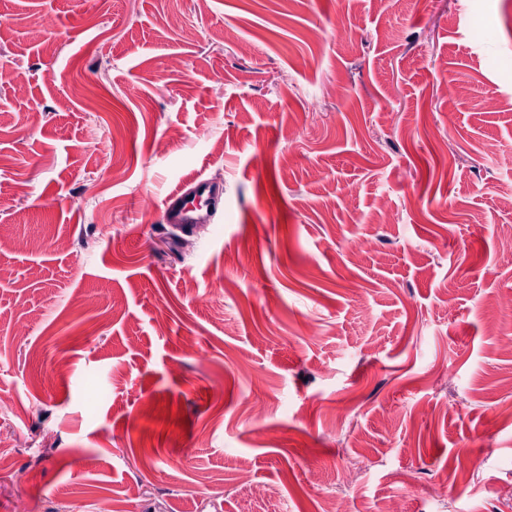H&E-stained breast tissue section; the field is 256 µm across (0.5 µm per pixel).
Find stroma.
<instances>
[{
  "label": "stroma",
  "mask_w": 512,
  "mask_h": 512,
  "mask_svg": "<svg viewBox=\"0 0 512 512\" xmlns=\"http://www.w3.org/2000/svg\"><path fill=\"white\" fill-rule=\"evenodd\" d=\"M510 196L512 0H0V512H512ZM201 210L191 200V197L179 203L178 207H168L165 210V222L167 224H175L182 228H187L191 224H197L201 217ZM468 483V474L462 470H453L448 474V478L442 482L430 484L425 486L421 490L417 491L415 499L424 500V501H433L435 502L437 498L444 497L447 494V491L464 487Z\"/></svg>",
  "instance_id": "obj_1"
}]
</instances>
